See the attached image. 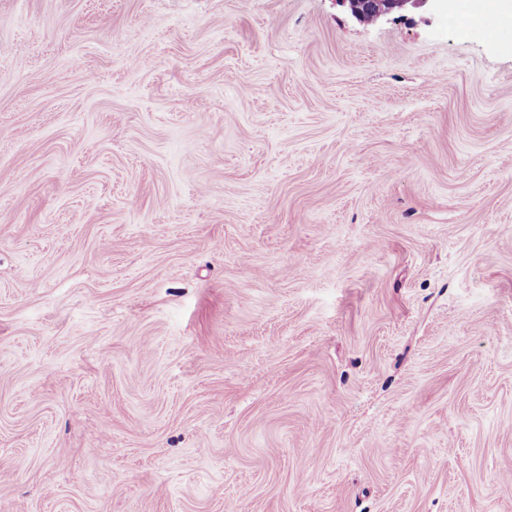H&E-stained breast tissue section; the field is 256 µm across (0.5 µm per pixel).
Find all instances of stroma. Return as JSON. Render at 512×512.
I'll use <instances>...</instances> for the list:
<instances>
[{
	"instance_id": "stroma-1",
	"label": "stroma",
	"mask_w": 512,
	"mask_h": 512,
	"mask_svg": "<svg viewBox=\"0 0 512 512\" xmlns=\"http://www.w3.org/2000/svg\"><path fill=\"white\" fill-rule=\"evenodd\" d=\"M449 0H0V512H512V28Z\"/></svg>"
}]
</instances>
